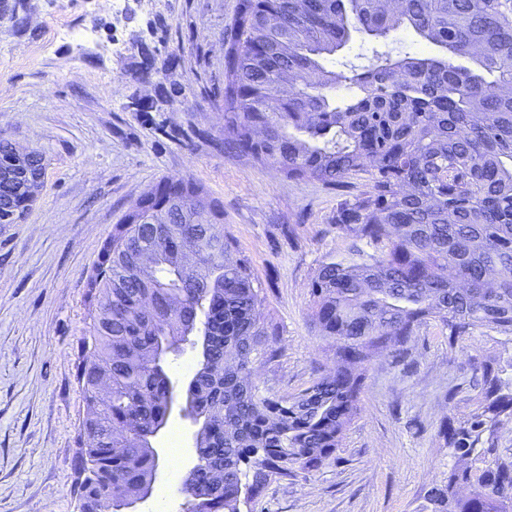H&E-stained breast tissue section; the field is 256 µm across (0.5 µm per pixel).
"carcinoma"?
Here are the masks:
<instances>
[{"mask_svg": "<svg viewBox=\"0 0 512 512\" xmlns=\"http://www.w3.org/2000/svg\"><path fill=\"white\" fill-rule=\"evenodd\" d=\"M410 30L429 54L385 52L347 73L325 66L360 33ZM224 147L331 188L367 175L332 223L349 241L311 283L312 322L338 342L336 368L298 394L263 392L253 364L279 353L224 208L180 179L158 187L164 224L125 213L90 277V342L78 365L85 415L80 512H115L152 490L149 435L169 408L168 356L198 350L186 389L198 463L185 512H241L275 478L334 458L358 411L365 363L398 354L428 319L454 345L476 328L512 335V3L509 0H239L224 48ZM345 84L353 93L336 98ZM198 262L191 267L186 256ZM469 411L440 426L459 464L431 512H512V357L486 356Z\"/></svg>", "mask_w": 512, "mask_h": 512, "instance_id": "carcinoma-1", "label": "carcinoma"}]
</instances>
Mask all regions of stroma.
I'll return each instance as SVG.
<instances>
[{
	"instance_id": "1",
	"label": "stroma",
	"mask_w": 512,
	"mask_h": 512,
	"mask_svg": "<svg viewBox=\"0 0 512 512\" xmlns=\"http://www.w3.org/2000/svg\"><path fill=\"white\" fill-rule=\"evenodd\" d=\"M239 0H0V138L39 150L42 192L0 224V512H79L73 494L84 396L78 353L90 330L88 279L116 222L167 177L201 185L280 326L281 354L255 363L260 389L291 395L336 365L314 328L311 282L344 253L339 193L288 179L224 147V40ZM425 52L410 33L354 34L329 60L345 72L374 52ZM404 356L366 365L357 414L333 460L273 480L243 512H425L456 460L439 433L450 388L512 338L484 329L449 343L428 320ZM140 512H183L194 428L172 411Z\"/></svg>"
}]
</instances>
